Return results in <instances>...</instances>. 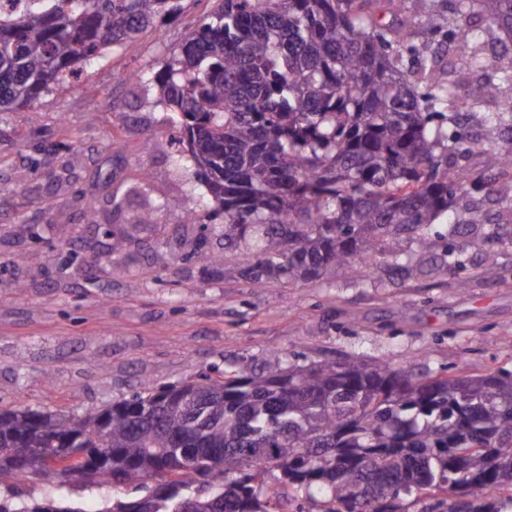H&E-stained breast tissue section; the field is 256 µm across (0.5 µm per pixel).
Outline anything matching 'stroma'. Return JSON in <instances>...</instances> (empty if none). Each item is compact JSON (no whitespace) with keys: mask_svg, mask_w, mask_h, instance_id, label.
I'll use <instances>...</instances> for the list:
<instances>
[{"mask_svg":"<svg viewBox=\"0 0 512 512\" xmlns=\"http://www.w3.org/2000/svg\"><path fill=\"white\" fill-rule=\"evenodd\" d=\"M216 0L106 49L36 104L0 112V406L90 412L228 367L359 356L423 378L512 372V200L434 253L403 237L369 276L255 288L220 233L186 221L205 192L171 160L176 115L129 73L179 54ZM176 200L173 208L155 201ZM95 223H87V212ZM124 240L110 249L112 237ZM453 246L459 263L437 256ZM220 253L206 265L196 248Z\"/></svg>","mask_w":512,"mask_h":512,"instance_id":"35a3bbf8","label":"stroma"}]
</instances>
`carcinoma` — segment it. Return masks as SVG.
<instances>
[{"instance_id":"1","label":"carcinoma","mask_w":512,"mask_h":512,"mask_svg":"<svg viewBox=\"0 0 512 512\" xmlns=\"http://www.w3.org/2000/svg\"><path fill=\"white\" fill-rule=\"evenodd\" d=\"M0 14V112L36 103L76 64L173 18L184 0H23ZM219 0L159 73L156 102L177 114L178 165L204 176L224 248L240 251L258 288H287L347 267L371 272L402 234L423 252L470 179L448 157L481 150L512 183V105L483 115L500 147L464 137L454 88L460 71L433 52L406 57L419 33L470 50L483 79L470 111L512 92V0H455L485 26L459 27L429 0L409 29L413 0ZM493 43L492 55L484 47ZM275 487H266V476ZM158 479L155 486L148 479ZM31 479L125 485L134 500L98 512H270L294 493L297 512H506L512 496V372L423 379L405 366L347 356L260 373L141 390L98 411L0 409V512H84L24 498Z\"/></svg>"}]
</instances>
